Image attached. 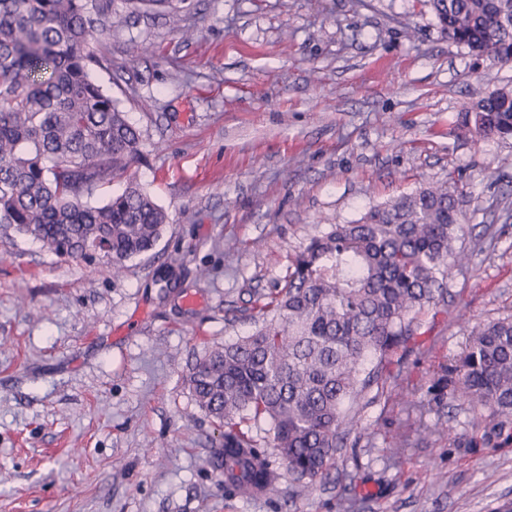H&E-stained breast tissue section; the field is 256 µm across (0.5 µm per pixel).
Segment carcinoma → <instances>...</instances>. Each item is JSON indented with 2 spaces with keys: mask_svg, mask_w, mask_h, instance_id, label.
Returning <instances> with one entry per match:
<instances>
[{
  "mask_svg": "<svg viewBox=\"0 0 512 512\" xmlns=\"http://www.w3.org/2000/svg\"><path fill=\"white\" fill-rule=\"evenodd\" d=\"M133 12L173 0H127ZM448 38L512 62V0H428ZM112 0H0V224L61 256L108 250L120 269L152 251L168 214L133 176L142 131L90 78L108 68L94 43ZM475 138L512 136V88L480 91L461 116ZM126 179L101 206L96 188ZM466 193L428 184L333 224L296 254L276 292L256 299V331L207 351L186 376L220 428L210 465L242 493L276 489L280 473L243 425H265L288 473L327 474L358 426L344 405L391 378L390 356L416 341L420 316L448 305ZM448 390L490 411L484 439L512 431V316L476 328L448 365Z\"/></svg>",
  "mask_w": 512,
  "mask_h": 512,
  "instance_id": "cac0c4a2",
  "label": "carcinoma"
}]
</instances>
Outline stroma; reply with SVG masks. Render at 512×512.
Returning a JSON list of instances; mask_svg holds the SVG:
<instances>
[{
  "mask_svg": "<svg viewBox=\"0 0 512 512\" xmlns=\"http://www.w3.org/2000/svg\"><path fill=\"white\" fill-rule=\"evenodd\" d=\"M94 79L144 134L135 176L168 213L114 271L0 229V512H492L512 441L439 379L480 324L512 316V137L459 125L512 63L448 39L426 0H113ZM461 178L448 309L354 408L327 476L224 489L220 430L185 383L255 328L253 301L329 225Z\"/></svg>",
  "mask_w": 512,
  "mask_h": 512,
  "instance_id": "35a3bbf8",
  "label": "stroma"
}]
</instances>
